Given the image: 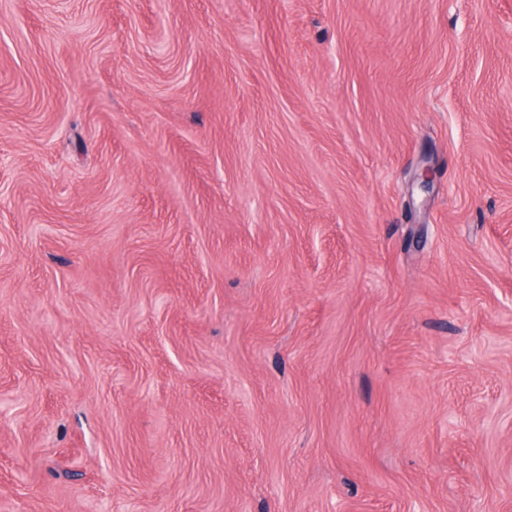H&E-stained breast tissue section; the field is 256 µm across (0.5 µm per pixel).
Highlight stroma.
<instances>
[{
    "mask_svg": "<svg viewBox=\"0 0 512 512\" xmlns=\"http://www.w3.org/2000/svg\"><path fill=\"white\" fill-rule=\"evenodd\" d=\"M0 512H512V0H0Z\"/></svg>",
    "mask_w": 512,
    "mask_h": 512,
    "instance_id": "stroma-1",
    "label": "stroma"
}]
</instances>
